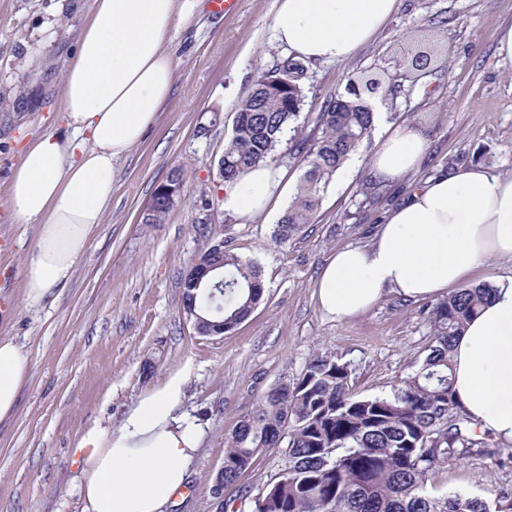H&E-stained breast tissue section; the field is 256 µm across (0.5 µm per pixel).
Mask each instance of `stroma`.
Wrapping results in <instances>:
<instances>
[{
    "instance_id": "obj_1",
    "label": "stroma",
    "mask_w": 512,
    "mask_h": 512,
    "mask_svg": "<svg viewBox=\"0 0 512 512\" xmlns=\"http://www.w3.org/2000/svg\"><path fill=\"white\" fill-rule=\"evenodd\" d=\"M94 0H0V336L23 344L31 376L11 421L0 424V512H81L74 448L88 429L120 428L126 409L171 376L184 377V404L205 429L190 479L171 512H215L211 477L225 440L252 404L290 383L317 355L348 363L350 388L387 397L414 373L432 343L428 300L385 292L370 310L345 320L321 311L316 282L336 249L367 245L388 210L430 175L482 165L512 175V60L497 31L512 24V0H401L400 8L350 59L307 66L297 120L310 133L331 94L349 79L377 76L390 93L382 122L358 148L345 180L331 181L310 224L280 243L274 230L289 203L244 224L224 212L218 160L236 108L257 77L286 58L272 39L275 0H240L232 14L206 10L178 30L173 95L157 124L122 162L98 234L69 284L43 307L24 300L23 269L33 225L9 211L8 183L31 135L69 137L61 119L62 66ZM430 53L427 74L408 62ZM413 125L425 160L398 182L374 179L370 164L385 131ZM182 168L184 193L163 223L144 221L155 187ZM252 261L262 301L233 331L196 335L183 311V281L195 256L214 244ZM283 465L269 448L242 475L235 512ZM428 492L465 493L495 502L512 493V443L483 447L437 467Z\"/></svg>"
}]
</instances>
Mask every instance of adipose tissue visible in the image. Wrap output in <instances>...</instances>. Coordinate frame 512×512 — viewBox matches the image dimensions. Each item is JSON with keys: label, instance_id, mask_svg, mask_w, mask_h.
I'll return each mask as SVG.
<instances>
[{"label": "adipose tissue", "instance_id": "adipose-tissue-1", "mask_svg": "<svg viewBox=\"0 0 512 512\" xmlns=\"http://www.w3.org/2000/svg\"><path fill=\"white\" fill-rule=\"evenodd\" d=\"M202 0H94L63 71L69 139L53 133L22 148L9 188L14 216L35 227L23 271L29 307L45 304L72 278L103 222L119 164L154 126L175 83L170 49ZM400 0H275L271 31L290 57L334 62L352 57ZM422 132L396 128L381 140L372 168L387 181L419 166ZM273 163L224 183L221 206L238 219L270 212L283 197ZM512 260V176L481 165L457 167L411 191L366 246L336 250L316 283L321 310L348 319L385 292L434 298L465 282L488 258ZM453 394L472 424L512 442V277L469 321L451 353ZM31 375L22 345L0 337V422L11 419ZM183 376L169 378L126 410L119 429L86 431L75 453L82 512H168L187 483L203 439L182 407Z\"/></svg>", "mask_w": 512, "mask_h": 512}]
</instances>
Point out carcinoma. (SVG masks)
<instances>
[{
    "instance_id": "cac0c4a2",
    "label": "carcinoma",
    "mask_w": 512,
    "mask_h": 512,
    "mask_svg": "<svg viewBox=\"0 0 512 512\" xmlns=\"http://www.w3.org/2000/svg\"><path fill=\"white\" fill-rule=\"evenodd\" d=\"M381 89L376 80L349 81L315 117L314 137L290 150L305 172L276 226L277 241H288L311 222L338 168L370 136L372 91ZM304 98L302 78L277 95L254 85L237 106L222 179L277 160L285 132L296 131ZM207 258L218 265L213 276L223 284H189L184 308L203 318V329L230 332L259 304L263 284L249 260L219 248ZM491 289L461 288L434 304L430 352L389 397H357L349 390L347 363L328 355L311 358L292 384L276 386L257 401L227 439L224 484L233 485L263 450L283 446L285 466L265 484L260 512H512L509 495L498 497L493 508L480 497L425 490L437 466L484 444L455 401L450 352Z\"/></svg>"
}]
</instances>
